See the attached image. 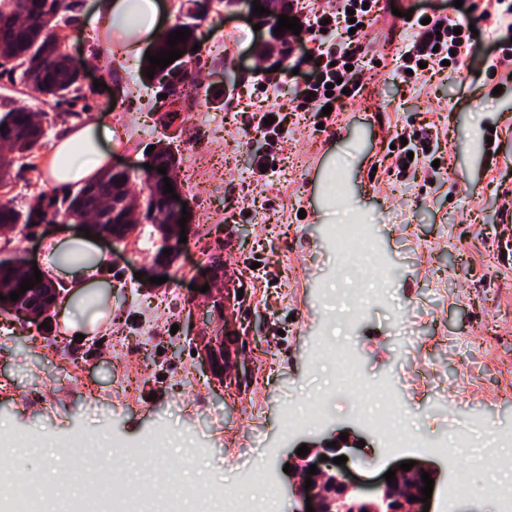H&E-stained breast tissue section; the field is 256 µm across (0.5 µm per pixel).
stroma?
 <instances>
[{"label":"stroma","instance_id":"1","mask_svg":"<svg viewBox=\"0 0 512 512\" xmlns=\"http://www.w3.org/2000/svg\"><path fill=\"white\" fill-rule=\"evenodd\" d=\"M388 2L373 27L374 81L325 130L316 129L311 115H289L277 167L261 180L253 161L267 145L243 132L240 110L264 95L224 85L228 67H237L242 82L259 78L263 33L254 30L252 11L210 13L198 32L202 107L181 111L169 127L156 88L141 77L140 57L93 37L91 0H81L69 24L57 29L63 50L85 67L83 99L43 101L20 86L10 66H0V98L32 110L45 131L40 147L17 161L12 180L0 187V201L15 208L67 193V186L48 181L46 166L73 125L118 128L123 143L113 148L112 163L127 169L137 194L145 187L147 149L157 142L182 154L187 141L201 137L225 160L199 186L207 199L203 209L188 187V158L182 155L169 173L189 224L165 283L140 276L158 248L151 225H140L126 244L99 242L112 254L102 274L114 296L110 328L77 340L63 327L60 310H53L48 330L0 313V434L41 446L40 454L13 456L10 466L41 474L48 458L73 439L135 443L160 434L165 464L180 481L221 490L236 488L240 469L265 454L283 512H301L283 467L310 434H286L282 418L291 402L333 387V361L315 357L318 341L329 338L349 343L369 380L382 386L377 402L402 399L410 428L436 434L471 425L477 445L463 458L475 464L474 482L507 479V472L483 463L499 454L498 435L512 432V78L491 74L496 50L485 40L459 68L434 75L422 90L410 89L394 72L405 47L403 13L439 11L465 25L478 23L479 13L475 0L459 8L454 0ZM412 124L437 128L432 153L408 176H390L387 147ZM335 170L342 182L332 196L325 184ZM343 222L369 226L374 258L392 272L386 296L356 318L335 293L331 228ZM72 228L59 216L24 237L0 235V257L20 252L41 260L44 240ZM201 245L221 257V274L203 272ZM228 280L245 290L240 308L249 338L241 353L252 380L241 393L224 388L194 354L197 336L215 326L208 296ZM401 318L411 328L407 344L394 332ZM115 335L127 341L126 359L112 356L105 344ZM63 357L79 362L78 382L62 380ZM131 360L148 373L128 398L121 386ZM400 372L409 389H388ZM36 389L53 397L54 409L29 400ZM324 428L362 437L370 461L353 465L358 480L373 482L395 462L424 460L439 470L438 489L448 486L446 459L419 448L381 449L345 402L336 404ZM187 446L197 453L186 464Z\"/></svg>","mask_w":512,"mask_h":512}]
</instances>
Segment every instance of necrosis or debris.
<instances>
[{"label":"necrosis or debris","instance_id":"obj_1","mask_svg":"<svg viewBox=\"0 0 512 512\" xmlns=\"http://www.w3.org/2000/svg\"><path fill=\"white\" fill-rule=\"evenodd\" d=\"M336 267L346 272L364 264L372 252L371 238L356 224H340ZM323 353L335 356L338 372L333 392L298 401L289 407L284 423L288 429L317 426L334 402L351 397L355 418L390 448H429L447 458L452 470L443 506L452 512L457 500L480 495L496 512H512V484L484 480L474 484L470 472L459 459V450L470 438V430L457 427L448 434L429 436L409 431L400 404L387 408L371 407L364 393L371 384L358 359L346 347L326 344ZM160 443L155 438L127 446L113 440L107 458L98 466L76 465L72 485L45 495L37 473L0 467V512H282L279 496L271 485L265 462L249 465L237 489L220 492L206 486L188 485L176 476L146 468L140 480L129 482L124 468L129 458H155Z\"/></svg>","mask_w":512,"mask_h":512}]
</instances>
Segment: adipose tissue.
Returning <instances> with one entry per match:
<instances>
[{"label":"adipose tissue","instance_id":"ef3b65f1","mask_svg":"<svg viewBox=\"0 0 512 512\" xmlns=\"http://www.w3.org/2000/svg\"><path fill=\"white\" fill-rule=\"evenodd\" d=\"M160 8L159 0H95L89 24L97 32H110L119 52L126 54L136 51L143 40L156 34ZM113 138L108 126L71 127L53 151L47 170L49 181L65 185L98 178L111 167ZM43 261L73 281L75 292L63 314L67 330L85 334L110 322L111 305L91 314L84 308L88 298L99 296L98 272L108 262L107 255L92 240L80 231H71L65 238L48 244Z\"/></svg>","mask_w":512,"mask_h":512}]
</instances>
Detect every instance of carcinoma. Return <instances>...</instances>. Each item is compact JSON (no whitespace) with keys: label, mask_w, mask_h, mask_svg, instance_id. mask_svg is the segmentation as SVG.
Returning a JSON list of instances; mask_svg holds the SVG:
<instances>
[{"label":"carcinoma","mask_w":512,"mask_h":512,"mask_svg":"<svg viewBox=\"0 0 512 512\" xmlns=\"http://www.w3.org/2000/svg\"><path fill=\"white\" fill-rule=\"evenodd\" d=\"M0 6V52L18 61L20 84L37 91L48 100L69 102L80 96L82 87L63 63V53L54 27L70 19L78 10V0H5ZM33 113L11 102H0V126L8 124L17 131L11 144L13 155L0 154V184L6 183L12 173L14 160L32 152L43 138V133L29 131ZM116 174L105 173L101 178L87 182L61 200L64 217L75 224H85L91 218L96 224L112 223V210L124 206L131 215L129 223L138 224L135 218L138 205L134 200L112 196ZM46 216L42 202L25 212L9 203H0V225L9 231L23 230L38 223Z\"/></svg>","instance_id":"obj_1"}]
</instances>
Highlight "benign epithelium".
<instances>
[{
  "instance_id": "obj_1",
  "label": "benign epithelium",
  "mask_w": 512,
  "mask_h": 512,
  "mask_svg": "<svg viewBox=\"0 0 512 512\" xmlns=\"http://www.w3.org/2000/svg\"><path fill=\"white\" fill-rule=\"evenodd\" d=\"M264 8L271 14H262L259 22L269 29V36L259 46L261 58L269 63V67L283 64L285 59L284 49L288 48L285 35H274V28L278 24V16L287 15L290 10L287 0H262ZM196 40L190 39L181 44L182 58L189 61L186 75L195 79L200 63V53L192 51ZM164 175L157 174L149 177L146 192L153 196L156 202L154 215L159 218H168L170 223L165 225L167 241L164 248L171 249L170 255L158 252L153 261L154 270L163 271L173 265L182 252L183 244L180 243L181 227L178 220L182 218V206L177 200L171 198V194L164 192ZM113 224L105 228L101 224L89 223L84 228L90 230L93 237L105 240L110 244L126 242L133 234V225L128 223L130 216L126 213H112ZM236 289L226 288L220 297L214 300V311L221 318V334L218 336L204 337L199 342V351L202 361L208 366L214 365L219 358L229 359L232 346L239 339V329L233 322L231 311L232 293ZM9 289H0V309L9 311L22 319H31L35 313L49 314L59 301L60 291L54 290L42 294L27 295L13 301L9 299ZM334 442L336 447H329L327 443ZM356 443L347 439L325 437L308 446V454L297 456L291 460V467L298 475L295 484V494L305 500L310 499L314 512H423L424 503L419 501L423 497L421 487L424 486L421 471H426L432 479H437V471L429 463H419L411 470L396 469L397 483L391 485L386 480H381L373 487L371 494H366V488L350 477L349 462L357 459L353 452ZM328 460H321V456ZM345 456L347 463L336 465L332 459ZM317 466L318 473L311 476L312 486L305 489L306 471L309 467ZM415 496L417 500L410 501Z\"/></svg>"
}]
</instances>
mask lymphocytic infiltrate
Instances as JSON below:
<instances>
[{"label":"lymphocytic infiltrate","instance_id":"lymphocytic-infiltrate-1","mask_svg":"<svg viewBox=\"0 0 512 512\" xmlns=\"http://www.w3.org/2000/svg\"><path fill=\"white\" fill-rule=\"evenodd\" d=\"M377 16L364 0H336L334 9L311 8L307 22L317 43L316 77L304 85L293 86L290 101L294 110L311 112L317 122L328 123L323 107L340 110L347 97L361 96L366 83L367 52L373 42L368 25ZM411 44L400 57L398 68L403 80L416 84L426 74L441 72L444 63L458 65L476 42L469 29H457L448 17H432L422 23L412 16Z\"/></svg>","mask_w":512,"mask_h":512}]
</instances>
